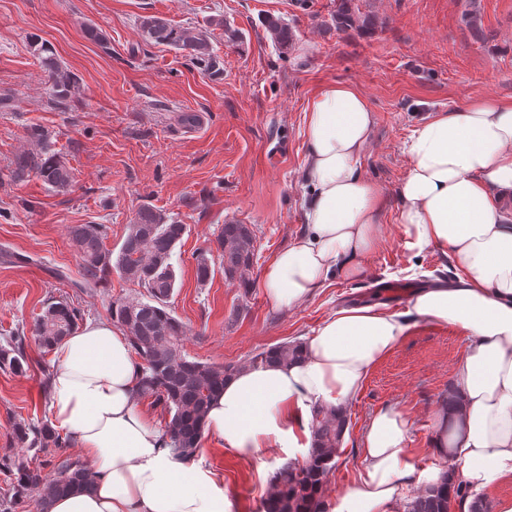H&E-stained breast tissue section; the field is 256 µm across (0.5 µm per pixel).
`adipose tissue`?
Masks as SVG:
<instances>
[{
  "mask_svg": "<svg viewBox=\"0 0 512 512\" xmlns=\"http://www.w3.org/2000/svg\"><path fill=\"white\" fill-rule=\"evenodd\" d=\"M374 124L354 86L328 85L310 100L308 230L263 274L272 306L295 307L334 277L359 278L364 258L380 248L383 190L360 171ZM403 152L409 167L397 221L405 244L417 254L440 249L456 282L414 291L403 313L337 309L301 362L240 369L205 420L235 458L252 462L273 448L283 462L304 461L313 408L344 409L416 318L460 327L472 341L455 369L458 410L435 414L433 455L460 463L463 480L478 492L512 478V211L499 202L512 191V101H469L426 119ZM55 354L51 426L77 440L91 483L50 496L48 512H234L212 471L178 460L139 410V370L121 330L86 322ZM408 432L396 408L373 415L358 482L337 496L332 512H400L409 484L437 481V470L410 462Z\"/></svg>",
  "mask_w": 512,
  "mask_h": 512,
  "instance_id": "ef3b65f1",
  "label": "adipose tissue"
}]
</instances>
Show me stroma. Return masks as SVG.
Returning a JSON list of instances; mask_svg holds the SVG:
<instances>
[{
	"instance_id": "35a3bbf8",
	"label": "stroma",
	"mask_w": 512,
	"mask_h": 512,
	"mask_svg": "<svg viewBox=\"0 0 512 512\" xmlns=\"http://www.w3.org/2000/svg\"><path fill=\"white\" fill-rule=\"evenodd\" d=\"M339 0H0V348L30 328L43 306L65 299L83 320L107 321L109 304L140 287L112 273L93 289L75 288L82 269L69 229L102 224L104 243L119 250L137 210H165L186 232L176 251L170 307L186 325L187 354L210 364H245L260 350L314 336L343 306L403 311L419 288L447 284L455 273L439 250L414 254L396 222L398 186L408 160L402 143L425 118L464 100H512V0H354L375 30L337 27ZM198 30L212 18L221 63L204 74L180 53L144 43L146 15ZM294 35L281 51L265 21ZM94 26L111 41L103 51L86 34ZM209 28V27H208ZM48 42L76 77L68 109H56L31 48ZM346 83L368 98L376 116L361 170L384 190V242L354 281L331 279L291 309L267 300L262 275L280 250L302 236L308 189L304 179L303 114L323 87ZM197 117L181 122L183 113ZM49 129L75 173L69 193L36 177L11 176L17 155L31 150L25 132ZM225 224L256 233L253 284L242 289L214 271L199 284L194 255ZM66 279H58L57 271ZM470 347L452 325L414 321L397 348L368 376L346 412L350 426L329 483V495L351 488L363 466L366 423L376 411L406 412V448L417 469L444 468L433 457V414L453 387V369ZM30 368L0 370V456L24 459L12 438L14 420L51 419L43 382L56 355L29 344ZM202 464L224 483L239 512H262L263 486L281 462L267 448L244 463L211 437Z\"/></svg>"
}]
</instances>
